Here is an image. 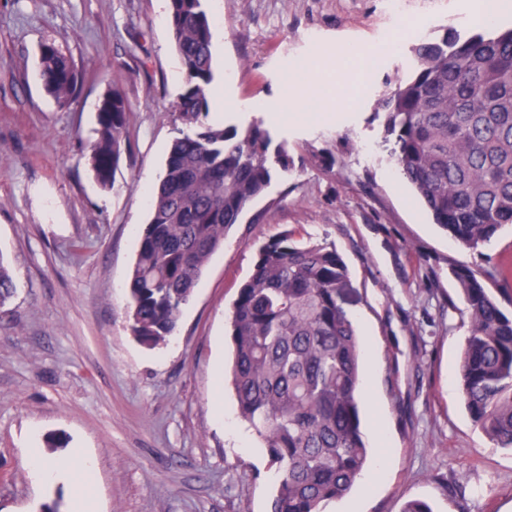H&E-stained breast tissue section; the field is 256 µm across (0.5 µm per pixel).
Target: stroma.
Segmentation results:
<instances>
[{
  "label": "stroma",
  "mask_w": 512,
  "mask_h": 512,
  "mask_svg": "<svg viewBox=\"0 0 512 512\" xmlns=\"http://www.w3.org/2000/svg\"><path fill=\"white\" fill-rule=\"evenodd\" d=\"M213 28L212 92L235 108L224 122L264 121L296 163L211 257L164 344L131 333L127 283L148 192L177 134L184 75L168 0H0V255L16 292L0 309V512H73L70 486L37 483L22 459L71 449L95 460L85 481L97 512H269L277 481L227 380L229 323L257 247L293 231L334 244L364 297L363 424L374 448L360 483L329 512H512V451L495 447L461 398L468 334L452 267L512 259V228L488 246L456 245L398 174L374 104L411 68L410 46L448 26L475 30L478 0H205ZM55 43L81 73L58 105L40 78L38 49ZM382 54L373 71L364 56ZM311 74L286 79L285 62ZM120 83L132 109L128 153L111 189L88 170L103 95ZM328 84L326 112L308 89ZM294 95L268 120L260 103ZM61 448L49 450L51 439Z\"/></svg>",
  "instance_id": "1"
}]
</instances>
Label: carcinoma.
Here are the masks:
<instances>
[{
    "mask_svg": "<svg viewBox=\"0 0 512 512\" xmlns=\"http://www.w3.org/2000/svg\"><path fill=\"white\" fill-rule=\"evenodd\" d=\"M168 25L184 86L181 124L151 195L129 282L133 334L154 346L171 335L209 258L264 195L293 171L285 145L255 122L209 124L211 22L203 0H169ZM462 37L446 30L412 46L413 69L378 102L382 142L434 223L476 250L512 224V26L490 19ZM45 92L61 106L80 74L54 43L39 47ZM131 107L114 86L97 112L89 166L106 189L126 149ZM469 330L461 394L473 423L512 450V279L502 270L453 269ZM15 285L0 256V306ZM363 297L327 242L286 232L261 244L230 317V382L241 419L260 437L278 480L270 512H326L361 479L371 456L362 426L363 378L354 311Z\"/></svg>",
    "mask_w": 512,
    "mask_h": 512,
    "instance_id": "cac0c4a2",
    "label": "carcinoma"
}]
</instances>
